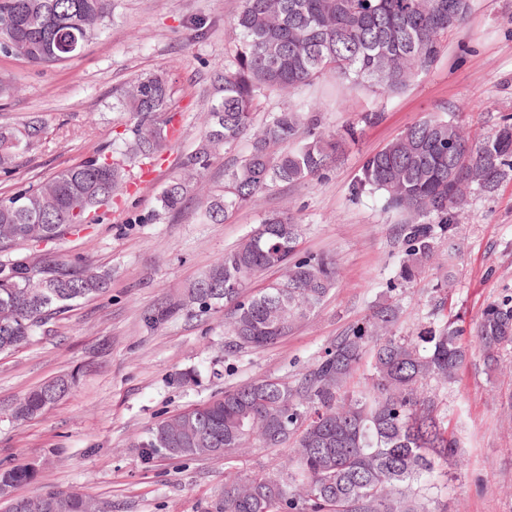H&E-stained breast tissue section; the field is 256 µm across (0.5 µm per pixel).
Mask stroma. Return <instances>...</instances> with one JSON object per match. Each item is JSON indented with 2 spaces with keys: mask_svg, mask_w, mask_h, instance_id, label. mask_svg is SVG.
Instances as JSON below:
<instances>
[{
  "mask_svg": "<svg viewBox=\"0 0 512 512\" xmlns=\"http://www.w3.org/2000/svg\"><path fill=\"white\" fill-rule=\"evenodd\" d=\"M240 8L241 0H115L110 22L64 65L42 69L0 54V77L16 88L0 99V126L19 127L33 114L45 123L16 171L0 173V198L112 144L131 123L114 108L113 95L137 76L170 72L181 105L179 137L153 181L141 184L131 170L129 190L111 215L46 247L53 256L111 269L106 292L62 314L51 334L0 353V465L40 466L36 483L19 487L18 495L41 485L80 492L112 512H202L223 487L225 467L276 476L288 448L247 447L227 460H148L136 442L149 426L260 377L296 383L379 302L400 306L396 335L415 336L448 320L467 344L485 306L512 295V180L493 194L469 197L450 238L439 239L436 259L410 282L397 277L399 215L384 208L380 195L355 191L366 158L420 119L454 112L479 135L512 115V0H473L433 67L397 94L343 89L329 77L288 95L264 92L254 128L269 113L313 99L321 103V130L357 128L355 143L325 176L273 187L221 224L200 222L196 198L176 216L154 219L177 158L202 136L198 112L211 97L212 73L232 54ZM200 20L209 25L203 39L195 31ZM367 112L378 113V121L362 123ZM271 212L301 224V251L333 257L339 269L335 288L288 337L229 356L223 308L149 324L169 297ZM187 371L195 381H182ZM69 372L77 382L63 400L29 420L11 417L17 398ZM430 386L463 459L461 468L440 464L433 472L446 512H512V349L494 372L474 357L454 383Z\"/></svg>",
  "mask_w": 512,
  "mask_h": 512,
  "instance_id": "1",
  "label": "stroma"
}]
</instances>
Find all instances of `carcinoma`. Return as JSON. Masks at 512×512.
Masks as SVG:
<instances>
[{"label":"carcinoma","mask_w":512,"mask_h":512,"mask_svg":"<svg viewBox=\"0 0 512 512\" xmlns=\"http://www.w3.org/2000/svg\"><path fill=\"white\" fill-rule=\"evenodd\" d=\"M470 0H243L233 25L237 44L224 69L213 73L215 96L203 108L204 133L182 155L158 197L159 220L179 212L199 189L212 161L250 130L259 97L290 93L325 74L343 84L394 93L434 64L442 39L464 24ZM112 0H0V52L50 68L78 56L111 15ZM116 98L133 124L122 149L30 183L0 200V352L50 332L79 301L103 293L112 270L83 260L15 254L21 242L52 243L112 209L129 181L168 150L173 79L153 72ZM319 105L275 112L254 135L248 154L224 171V189L203 202L204 218L222 224L232 211L280 183L321 177L343 152V137L318 130ZM30 117L0 129V171L13 172L19 155L43 132ZM512 178V119L478 139L454 116L423 118L367 157L356 192H379L404 216V259L398 278L409 282L437 256L436 241L452 231L457 210L474 191L493 192ZM301 226L272 213L224 258L152 315L160 326L184 312L228 310L225 351L274 345L315 309L338 281L336 261L300 251ZM271 269L283 278L252 293L248 281ZM394 302L377 304L365 322L339 336L290 386L259 378L202 405L159 420L140 438L144 458L192 460L207 448L222 457L255 441L278 448L296 437L279 477L243 478L225 471L224 488L205 512H426L413 487L430 486L435 464L459 466L431 380L452 383L469 350L445 321L418 336L393 333ZM474 348L491 368L512 347V297L488 304L474 328ZM370 374L357 392L347 381L363 358ZM42 384L18 401L31 418L69 393ZM33 466L0 469V512H94V500L44 487L15 490L36 479Z\"/></svg>","instance_id":"carcinoma-1"}]
</instances>
